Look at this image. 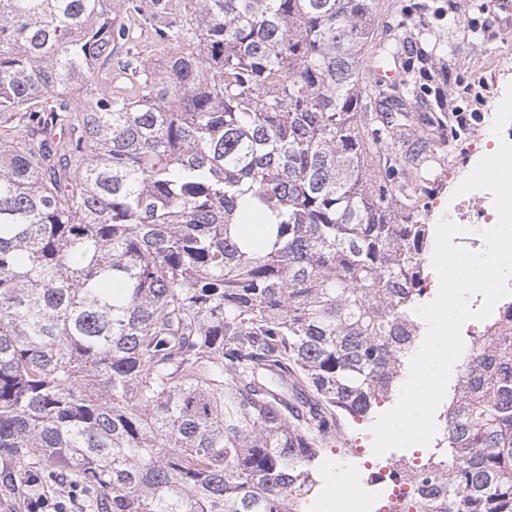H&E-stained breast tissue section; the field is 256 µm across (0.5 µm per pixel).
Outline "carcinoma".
Here are the masks:
<instances>
[{"mask_svg":"<svg viewBox=\"0 0 512 512\" xmlns=\"http://www.w3.org/2000/svg\"><path fill=\"white\" fill-rule=\"evenodd\" d=\"M428 0H0V460L91 512H302L419 335L448 68ZM90 93L84 105L73 101ZM265 228L255 246L241 226ZM512 512V327L448 406Z\"/></svg>","mask_w":512,"mask_h":512,"instance_id":"cac0c4a2","label":"carcinoma"}]
</instances>
